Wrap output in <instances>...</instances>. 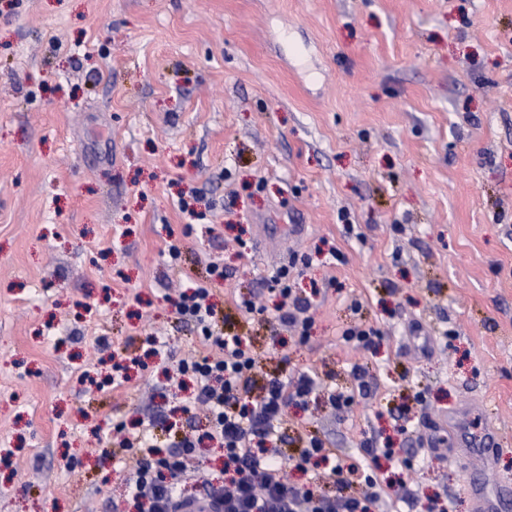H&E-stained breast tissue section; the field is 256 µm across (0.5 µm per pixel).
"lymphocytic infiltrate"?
Segmentation results:
<instances>
[{"label":"lymphocytic infiltrate","instance_id":"obj_1","mask_svg":"<svg viewBox=\"0 0 512 512\" xmlns=\"http://www.w3.org/2000/svg\"><path fill=\"white\" fill-rule=\"evenodd\" d=\"M224 277L223 266L211 263L209 280L188 282L173 302L177 315L195 324L202 342L218 352L217 357L183 360L177 366L178 375L196 382L181 410L187 414L195 406H206L208 428L183 435L171 449L157 447L143 434L126 435L124 424H113L112 444L136 458L129 496L147 502L150 512H179L192 499L210 500L218 512H373L384 493L375 471L366 467L364 458L341 457L339 449L318 434L300 437L293 460L297 470L309 474V481H288L276 448L288 405L307 406L323 391L340 414L352 399L326 387L312 368L290 375L264 373L245 337L215 333L212 326L219 310L212 301L213 286ZM272 280L280 297L279 326L293 327L300 340H307L312 325L308 299L297 295L288 268L277 270ZM206 439L224 450L225 479L220 487L207 481L192 487L185 478L190 466L203 465L200 446ZM324 478L335 484V495L323 491Z\"/></svg>","mask_w":512,"mask_h":512}]
</instances>
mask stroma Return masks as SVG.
Here are the masks:
<instances>
[{"mask_svg":"<svg viewBox=\"0 0 512 512\" xmlns=\"http://www.w3.org/2000/svg\"><path fill=\"white\" fill-rule=\"evenodd\" d=\"M214 261L264 371L353 399L288 406L282 460L300 431L387 442L413 459L378 461L413 491L393 512H472L470 461L424 442L470 409L502 432L486 477L512 472V0H0V512H139L106 428L142 432V397L158 447L205 428L166 373L203 350L170 299ZM283 266L313 324L275 349ZM356 322L375 348L342 340ZM150 335L113 387L110 351Z\"/></svg>","mask_w":512,"mask_h":512,"instance_id":"1","label":"stroma"}]
</instances>
